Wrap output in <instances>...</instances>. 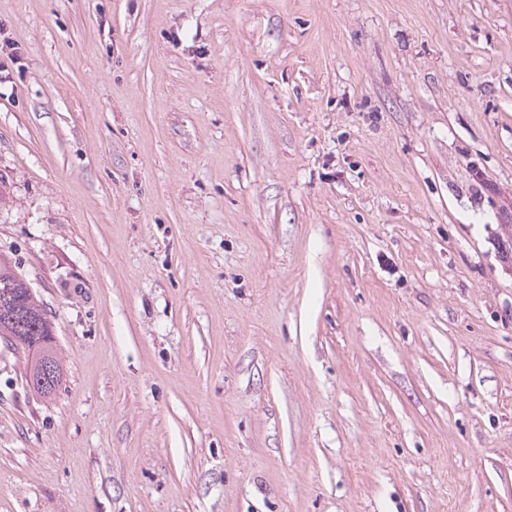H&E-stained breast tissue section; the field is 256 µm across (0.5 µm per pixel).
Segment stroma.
<instances>
[{
    "instance_id": "stroma-1",
    "label": "stroma",
    "mask_w": 512,
    "mask_h": 512,
    "mask_svg": "<svg viewBox=\"0 0 512 512\" xmlns=\"http://www.w3.org/2000/svg\"><path fill=\"white\" fill-rule=\"evenodd\" d=\"M512 0H0V512H512ZM52 323L35 298L33 291L15 264L0 257V337L14 336L33 352L34 358L27 362L29 380L37 392L48 395L61 379L60 358L53 344L33 351L31 343L50 336Z\"/></svg>"
}]
</instances>
